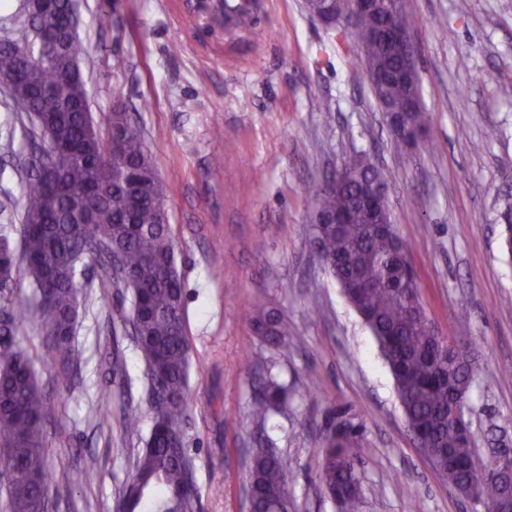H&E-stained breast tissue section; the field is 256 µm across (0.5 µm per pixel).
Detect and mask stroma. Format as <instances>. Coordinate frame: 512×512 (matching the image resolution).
I'll list each match as a JSON object with an SVG mask.
<instances>
[{
	"label": "stroma",
	"instance_id": "1",
	"mask_svg": "<svg viewBox=\"0 0 512 512\" xmlns=\"http://www.w3.org/2000/svg\"><path fill=\"white\" fill-rule=\"evenodd\" d=\"M255 2L227 32L190 0H78L90 111L139 122L168 186L191 340L182 430L200 512H247L260 431L250 406L266 365L300 388L318 382L267 427L291 463L294 512H337L318 480L334 410L363 425L362 512H484L418 451L376 341L317 253L312 213L315 192L353 157L386 173L428 318L476 352L465 408L475 456L512 451V259L501 235L512 218V0H404L429 127L411 147L388 127L354 41L304 0ZM32 148L27 114L0 90V225H21ZM78 279L75 387L58 378L35 315L15 346L57 405L51 512H113L152 426L146 366L123 324L131 294L93 266ZM260 304L287 319L286 346L253 334L247 313Z\"/></svg>",
	"mask_w": 512,
	"mask_h": 512
}]
</instances>
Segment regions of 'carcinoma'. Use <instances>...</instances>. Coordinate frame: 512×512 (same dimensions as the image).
Returning a JSON list of instances; mask_svg holds the SVG:
<instances>
[{"instance_id":"carcinoma-1","label":"carcinoma","mask_w":512,"mask_h":512,"mask_svg":"<svg viewBox=\"0 0 512 512\" xmlns=\"http://www.w3.org/2000/svg\"><path fill=\"white\" fill-rule=\"evenodd\" d=\"M74 0H55L46 17L27 15L26 0L0 18V79L13 81L10 98L23 97L38 109L49 106L44 127L58 152L31 154L25 184L20 247L0 232V466L4 468L10 512H36L39 497L51 487L45 451V427L55 411L36 382L32 357L13 348L23 325L12 294L17 274L35 288L43 345L58 376L74 380L77 354L73 331L81 289L78 268L90 258L101 277L132 294L127 318L146 364L151 394L166 404L153 418L149 436L134 459L121 499L128 512H197L198 494L184 492L193 471L182 434L190 342L183 309V285L176 266L170 226L161 223L156 201H164L160 178L144 133L125 112L105 117L106 133L85 111L83 78L72 66L86 55L80 28L55 40L52 28L66 24ZM366 72L392 68L396 59L377 43L361 56ZM394 105L409 88L393 83L384 91ZM119 127L121 149L112 155V128ZM350 182L334 193L315 195V205L335 214L346 210L354 193L383 173L357 161L348 164ZM320 253L348 301L362 316L394 377L413 437L443 449L436 465L456 488L474 479L473 448L466 421L448 417L452 399L469 392L467 366L450 370L454 352L439 345L411 311L417 286L411 261L395 229L383 224H317ZM253 333L262 341L288 343V321L272 307L249 311ZM251 414L263 425L288 400V384L261 371ZM362 425L345 411H333L325 423L319 480L338 512H361L363 460L358 448ZM248 489L255 512H291L288 458L257 441L248 467Z\"/></svg>"}]
</instances>
